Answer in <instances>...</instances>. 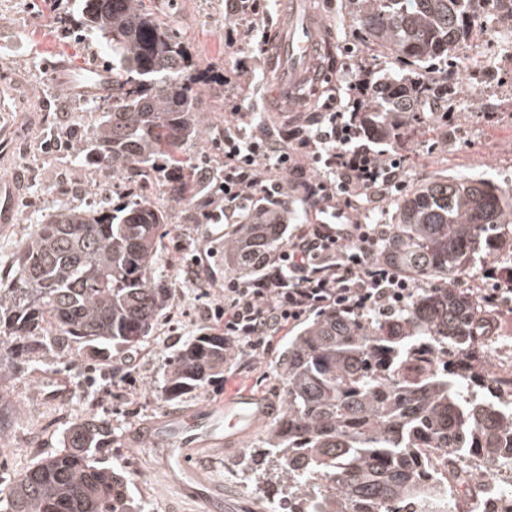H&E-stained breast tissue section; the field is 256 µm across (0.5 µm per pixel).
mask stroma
<instances>
[{
    "instance_id": "1",
    "label": "stroma",
    "mask_w": 512,
    "mask_h": 512,
    "mask_svg": "<svg viewBox=\"0 0 512 512\" xmlns=\"http://www.w3.org/2000/svg\"><path fill=\"white\" fill-rule=\"evenodd\" d=\"M330 38L332 53L324 60L323 86L344 84L354 59L383 76L392 70L371 51L355 46L353 31L344 15V0H308ZM145 5L177 28L196 67L213 68L216 79L200 86L206 121L200 139L189 144L190 158L206 155L208 163L221 156L213 140L224 127L225 72L233 70L240 53L224 45V0H144ZM75 16V0H0V179L20 176L23 186L13 223L0 224V275L14 263L18 250L35 227L62 208H84L88 200L115 207L126 200L127 184L105 181L85 191L78 178L85 168L73 149L49 151L46 140H66L72 126L91 128L99 113L92 99L68 95L58 88L45 61L60 58L78 67L89 60L106 61L105 52L80 28L62 34L61 15ZM480 53L494 60L485 82L473 88L468 68L456 75L458 94L447 135L420 132L405 163L407 188L439 175H483L503 187H512V84L497 74L512 70V56L501 54L493 37L477 34L457 51L459 58ZM168 222L154 265L156 281L171 288L173 296L158 318L151 336L133 348L113 350L110 358L79 347L65 356L44 355L32 367L0 370V411L8 424L0 430V486L17 479L38 460L63 446L65 428L94 413L110 420L112 439L100 449L99 459L124 470L144 507L153 499L167 505L166 512H205L202 502L184 496L170 483L159 450L133 442L131 435L164 416L223 401L234 392H246L286 409L287 402L278 361L287 334L272 339L268 349L243 351L225 379L203 392L173 401L164 393V379L173 353L189 336L203 330L204 307L224 299L223 288L202 295L184 283L178 266L194 254H209L215 278L224 276V227L189 224L180 205L166 202ZM66 378L65 397L49 396V377ZM269 428L261 423L236 445L211 451L195 460L213 489L222 491L232 512H273L276 501L262 486L249 480L243 463L262 443Z\"/></svg>"
}]
</instances>
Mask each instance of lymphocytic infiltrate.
Listing matches in <instances>:
<instances>
[{"label":"lymphocytic infiltrate","mask_w":512,"mask_h":512,"mask_svg":"<svg viewBox=\"0 0 512 512\" xmlns=\"http://www.w3.org/2000/svg\"><path fill=\"white\" fill-rule=\"evenodd\" d=\"M224 42L262 47L271 21L266 0H226ZM254 71L248 59L224 75V179L203 217L228 224L261 201L286 223L290 194L304 191L317 207L309 223L298 224L287 241L251 277L224 280V301L209 310L213 331L230 349L257 350L278 333L294 328L312 312L336 307L348 312L388 310L416 290L417 281L397 267L376 261L385 228L358 218L360 198H386L403 185V149L412 138L409 118L395 112L378 125L390 129L395 144L367 128L365 105L378 81L360 68L347 82L345 106L325 101L319 112L293 126L282 140L253 126L242 109Z\"/></svg>","instance_id":"f902f5d3"}]
</instances>
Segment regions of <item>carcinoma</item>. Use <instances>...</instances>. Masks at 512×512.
Masks as SVG:
<instances>
[{"label": "carcinoma", "instance_id": "cac0c4a2", "mask_svg": "<svg viewBox=\"0 0 512 512\" xmlns=\"http://www.w3.org/2000/svg\"><path fill=\"white\" fill-rule=\"evenodd\" d=\"M85 32L110 56L112 93L101 119L68 138L85 164L140 191L117 209L65 208L36 226L0 276V351L9 368L73 345L104 355L151 335L172 289L155 282L166 211L154 186L185 205L203 201L184 154L202 102L173 27L143 0H80ZM356 41L402 74L369 112H417L455 101L457 48L488 13L512 19V0H346ZM512 226V192L479 177H436L398 197L377 258L422 288L383 314L327 308L288 337L280 356L288 408L263 440L254 480L274 472L281 512H460V487L512 470V369L489 367L485 293L440 282L476 275ZM275 212L253 209L224 230V266L250 274L284 243ZM224 335L189 337L164 389L176 400L224 371ZM112 426L95 416L67 427L61 451L0 487V512H143L122 471L96 461Z\"/></svg>", "mask_w": 512, "mask_h": 512}]
</instances>
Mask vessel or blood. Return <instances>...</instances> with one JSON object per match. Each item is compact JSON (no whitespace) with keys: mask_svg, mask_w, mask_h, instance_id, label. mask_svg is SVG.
I'll return each mask as SVG.
<instances>
[{"mask_svg":"<svg viewBox=\"0 0 512 512\" xmlns=\"http://www.w3.org/2000/svg\"><path fill=\"white\" fill-rule=\"evenodd\" d=\"M269 41V66L275 69L276 78L266 104L272 109L286 106L298 110L305 102L303 88L319 83L323 77L320 56L327 48L306 0H279V16ZM51 68L82 96L105 94L112 89V76L102 68L92 65L84 73L73 74L62 60L52 62ZM18 188L17 180L0 182L1 224L11 223L14 217ZM268 414V407L257 398L240 393L205 408L162 417L136 431L134 439L141 446L163 449V465L182 494L201 500L206 512H223L222 496L208 492L205 478L191 466L190 459L200 450L235 443Z\"/></svg>","mask_w":512,"mask_h":512,"instance_id":"vessel-or-blood-1","label":"vessel or blood"}]
</instances>
